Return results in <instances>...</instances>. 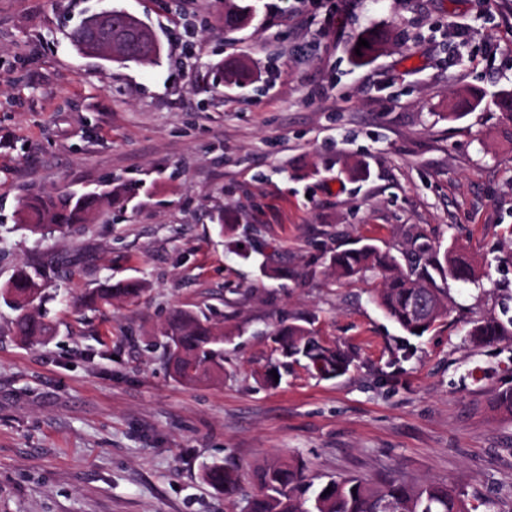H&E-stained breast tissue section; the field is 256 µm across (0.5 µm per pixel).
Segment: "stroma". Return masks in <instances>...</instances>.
Instances as JSON below:
<instances>
[{"instance_id":"obj_1","label":"stroma","mask_w":512,"mask_h":512,"mask_svg":"<svg viewBox=\"0 0 512 512\" xmlns=\"http://www.w3.org/2000/svg\"><path fill=\"white\" fill-rule=\"evenodd\" d=\"M0 0V287L37 271L49 336L30 344L0 304V512H231L203 478L302 461L308 480L452 484L512 512V341L467 333L512 292V0ZM157 34L158 65L80 55L68 38L102 4ZM391 29L358 64L369 25ZM237 57L251 83L215 79ZM466 88L482 104L457 120ZM136 184L84 230L33 234L17 222L36 193ZM236 225L230 251L217 219ZM473 260L481 286L452 284L448 316L423 337L340 283L330 255L358 237L396 250L408 228ZM138 299L100 308L104 282ZM204 311L233 341L224 376L186 384L155 342L177 309ZM299 323L354 358L323 378L281 379L270 336ZM415 356L393 361L397 345ZM248 6H240L234 0L224 1V26L237 29L251 21ZM483 101L480 91L467 89L458 94V100L449 106L448 118L451 120L475 110ZM142 289L139 282H127L123 288H112V283L107 281L100 288L88 294L83 302L87 306L112 304V300L117 296L137 298L140 296Z\"/></svg>"}]
</instances>
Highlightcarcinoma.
Segmentation results:
<instances>
[{
  "mask_svg": "<svg viewBox=\"0 0 512 512\" xmlns=\"http://www.w3.org/2000/svg\"><path fill=\"white\" fill-rule=\"evenodd\" d=\"M251 21L248 7L235 0H224V26L237 29ZM390 32L384 28L364 31L362 38L369 47L360 48L357 61L375 56L387 43ZM69 39L79 53H84L92 42L91 31L76 23ZM161 49L150 57L127 58L121 48L102 50L101 59L125 65L136 63L152 66L159 63ZM224 80L244 84L248 80V66L242 61L222 66ZM483 101L481 92L467 89L458 94V100L449 106L451 120L475 110ZM112 184L106 183L92 191H67L56 195L35 194L22 200L19 220L33 234L46 229L69 233L76 226L95 220L99 209L112 205ZM329 268L339 281L379 278L382 287L372 296L373 303L410 336L420 338L447 315L449 282L477 284L480 274L465 257L453 248L441 249L433 245L426 234L407 231L404 247L393 254L381 250L368 240H358L353 246L333 253ZM141 284L128 282L122 288L105 282L84 298L87 306L110 304L118 296L137 298ZM0 297L19 311L15 333L22 340L36 342L51 332L50 325L35 310V303L45 297V289L38 277L24 269L18 270L7 286L0 289ZM422 328L417 333L415 329ZM475 347L493 345L505 337H512V315L491 316L477 322L468 332ZM165 341L159 343L167 363L179 380L194 384L219 376L224 370V331L213 325L203 312L177 310L168 319L163 332ZM276 350L286 358L298 362L307 360V368L323 377H338L350 371L353 358L339 346H329L312 336L302 324L280 325L273 331ZM204 479L224 492V497L236 507L239 478L222 465L205 468ZM257 491L246 500L244 512H478L488 505L481 500L470 503L465 494L440 482L411 484L391 479L375 485L360 478L330 479L316 487L307 480L304 468L298 463H273L255 472ZM330 493H325V490Z\"/></svg>",
  "mask_w": 512,
  "mask_h": 512,
  "instance_id": "carcinoma-1",
  "label": "carcinoma"
}]
</instances>
